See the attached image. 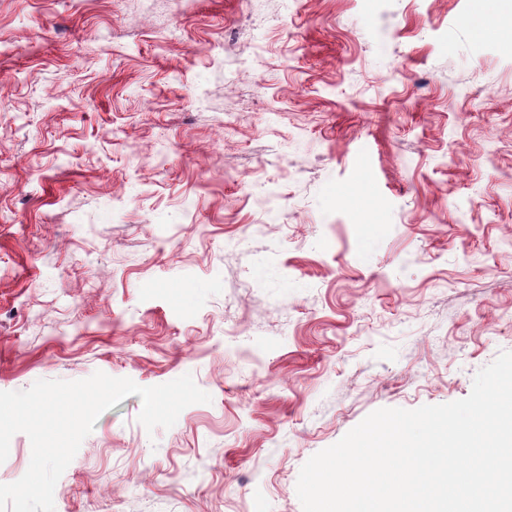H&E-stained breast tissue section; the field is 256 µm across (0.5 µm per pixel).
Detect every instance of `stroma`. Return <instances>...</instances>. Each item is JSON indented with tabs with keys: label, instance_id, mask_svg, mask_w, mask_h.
Here are the masks:
<instances>
[{
	"label": "stroma",
	"instance_id": "obj_1",
	"mask_svg": "<svg viewBox=\"0 0 512 512\" xmlns=\"http://www.w3.org/2000/svg\"><path fill=\"white\" fill-rule=\"evenodd\" d=\"M479 0H0V391L101 371L55 512H302L512 351V51Z\"/></svg>",
	"mask_w": 512,
	"mask_h": 512
}]
</instances>
